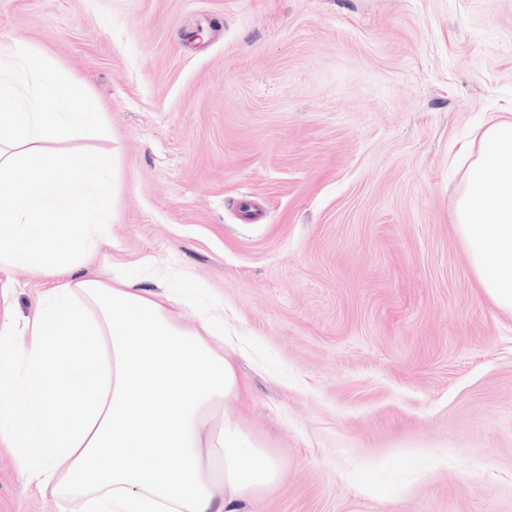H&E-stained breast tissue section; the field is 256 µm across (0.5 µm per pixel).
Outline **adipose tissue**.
<instances>
[{"label": "adipose tissue", "mask_w": 512, "mask_h": 512, "mask_svg": "<svg viewBox=\"0 0 512 512\" xmlns=\"http://www.w3.org/2000/svg\"><path fill=\"white\" fill-rule=\"evenodd\" d=\"M6 53L37 95L0 80V268L59 282L21 324L0 325V443L28 485L76 512H238L285 471L234 407L245 383L220 352L223 323L183 325L191 288L174 298L71 275L107 240L112 162L50 145L83 138L100 114L26 41ZM460 157L455 230L483 294L512 315V116L487 121Z\"/></svg>", "instance_id": "obj_1"}]
</instances>
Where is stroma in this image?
<instances>
[{
  "mask_svg": "<svg viewBox=\"0 0 512 512\" xmlns=\"http://www.w3.org/2000/svg\"><path fill=\"white\" fill-rule=\"evenodd\" d=\"M80 80L113 158L80 267L193 283L284 479L241 512H512V316L453 215L512 112V0H0V45ZM55 277L0 270V321ZM0 512H61L0 444Z\"/></svg>",
  "mask_w": 512,
  "mask_h": 512,
  "instance_id": "35a3bbf8",
  "label": "stroma"
}]
</instances>
